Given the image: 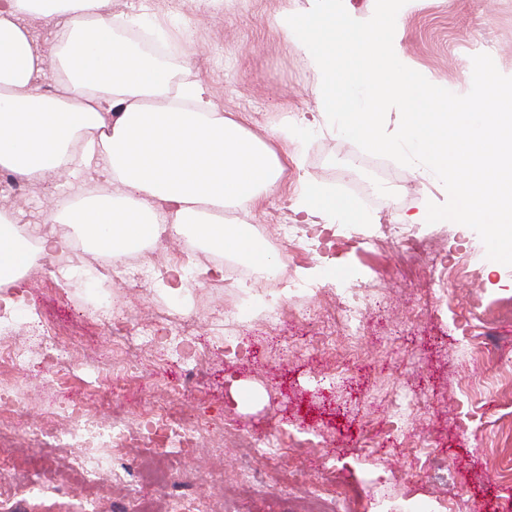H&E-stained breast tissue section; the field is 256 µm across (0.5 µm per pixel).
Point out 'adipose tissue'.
<instances>
[{"mask_svg": "<svg viewBox=\"0 0 512 512\" xmlns=\"http://www.w3.org/2000/svg\"><path fill=\"white\" fill-rule=\"evenodd\" d=\"M350 0H311L283 12L277 26L317 76L316 112L341 138L400 151L422 173L452 184L459 224L489 220L488 236L512 259V82L473 60L475 90L457 94L419 81L393 33L408 0H384L366 26L352 24ZM62 19L50 43L33 24ZM166 35L149 13L117 16L113 0H0V170L36 183L92 169L107 194L77 205L50 202L39 224L16 228L0 211V284L20 286L40 259L65 253L71 225L85 245L120 257L157 240L164 226L190 233L205 249L273 269L276 257L225 209L250 212L288 166L310 126L284 123L277 142L225 117L200 80L175 82L158 56L115 33L117 25ZM404 103L394 136L381 132L383 105ZM295 213L323 223L367 217L334 186L296 175Z\"/></svg>", "mask_w": 512, "mask_h": 512, "instance_id": "ef3b65f1", "label": "adipose tissue"}]
</instances>
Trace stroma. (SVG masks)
Returning <instances> with one entry per match:
<instances>
[{"label": "stroma", "mask_w": 512, "mask_h": 512, "mask_svg": "<svg viewBox=\"0 0 512 512\" xmlns=\"http://www.w3.org/2000/svg\"><path fill=\"white\" fill-rule=\"evenodd\" d=\"M307 6L308 0H224L220 8L206 0H138L136 9L178 19L185 44L167 59L175 80L205 82L220 110L246 113L251 130L263 135L277 132L286 116L316 104V77L274 26L284 9L302 12ZM396 38L420 79L449 90L473 89L468 61L475 56L486 59L501 80H512V0H413ZM355 154L373 156L329 128L308 137L300 152L304 173L326 184L335 183L337 171ZM386 161L388 170L369 165L361 174L375 184L379 223L326 225L314 246H281L269 222L288 210L294 188L289 176L266 192L258 209L238 215L246 226L263 225L264 242L279 261H290V275L333 264L351 272L350 287L365 288L371 296L359 351L348 353L343 335L335 337L336 357L346 363L335 380L317 343L323 326L340 323L328 284L272 294V301L288 305L295 318L282 336L271 339L260 320L256 299L262 286L256 281L228 288L217 275L173 292L170 278L158 274L132 288L102 274L90 282L60 281L47 266L29 268L22 287L13 291L20 302L13 317L18 335H25L32 313H41L59 322L69 356L81 357L86 367L75 372L65 362L38 361L1 374L0 391L19 395L27 405L25 424L79 402L98 415L142 427L145 407L160 405L178 415L202 416L219 430L280 432L288 439V452L277 464L255 460L262 479L250 491L237 489L234 481L244 460L241 450L219 440L209 446V461L199 465L170 456L161 485L139 480L142 455H121L130 481L105 512H125L128 502L143 498L195 494L207 484L225 498L230 512H291L299 496L323 483L331 466L339 490L358 489L354 512H372L371 501L380 497L385 512H431L432 502L446 494L455 498L452 512H512V262L489 251L484 225L452 222L412 225L425 250L410 258L399 232L403 216L422 207L451 214L461 198L399 156ZM92 178L82 170L40 182L20 198H0V205L16 208L22 223L35 224L48 201L71 200ZM474 252L478 263L451 279L447 297L433 293L436 258L446 256L456 267ZM230 299L246 316L220 338L211 314ZM116 300L127 314L193 326L177 353L167 337H157L154 351L167 355V364L151 363L139 353L143 377L122 399L118 414L99 400L97 378L108 364ZM198 352L206 353L207 366L194 384L182 386L183 364ZM238 384L255 389L260 403L240 407L234 398ZM400 392L420 414L392 431L388 404ZM423 437L445 459L446 471L420 474L414 445ZM57 454L54 448H30L22 457L0 456V485L16 499L27 498V478L50 477L37 457Z\"/></svg>", "instance_id": "obj_1"}]
</instances>
